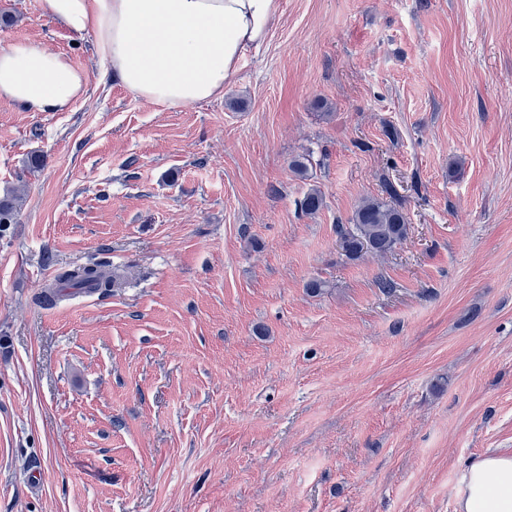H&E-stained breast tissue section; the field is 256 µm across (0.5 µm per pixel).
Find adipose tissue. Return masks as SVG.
Instances as JSON below:
<instances>
[{
    "label": "adipose tissue",
    "mask_w": 512,
    "mask_h": 512,
    "mask_svg": "<svg viewBox=\"0 0 512 512\" xmlns=\"http://www.w3.org/2000/svg\"><path fill=\"white\" fill-rule=\"evenodd\" d=\"M42 7L71 32L92 33L128 91L173 108L220 98L247 51L266 41L282 0H43ZM87 82L64 55L30 44L0 50V100L60 112ZM456 512H512V454L470 464Z\"/></svg>",
    "instance_id": "obj_1"
}]
</instances>
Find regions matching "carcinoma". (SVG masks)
Here are the masks:
<instances>
[{"label":"carcinoma","mask_w":512,"mask_h":512,"mask_svg":"<svg viewBox=\"0 0 512 512\" xmlns=\"http://www.w3.org/2000/svg\"><path fill=\"white\" fill-rule=\"evenodd\" d=\"M23 203L20 190L6 186L0 191V227L15 223ZM323 206V196L315 188L309 189L298 201L305 214H314ZM410 224L401 205L382 198L364 199L347 224L336 225V233L345 255L354 260L365 254L387 255L408 237ZM102 264L79 266L59 274L58 281L65 287H79L85 283L93 289L105 291L111 279L103 275Z\"/></svg>","instance_id":"1"}]
</instances>
